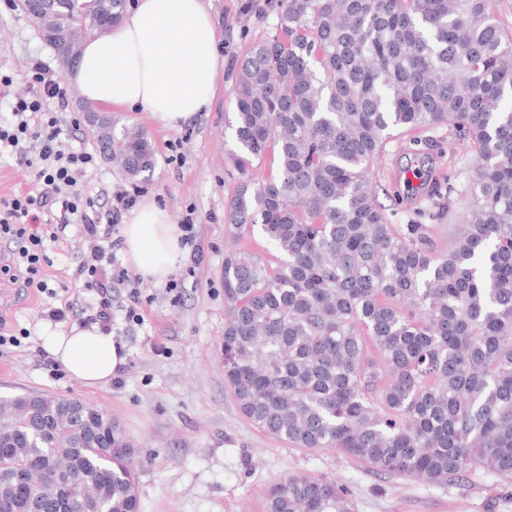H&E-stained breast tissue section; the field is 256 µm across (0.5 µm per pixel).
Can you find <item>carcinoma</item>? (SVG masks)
Instances as JSON below:
<instances>
[{
	"label": "carcinoma",
	"instance_id": "carcinoma-1",
	"mask_svg": "<svg viewBox=\"0 0 512 512\" xmlns=\"http://www.w3.org/2000/svg\"><path fill=\"white\" fill-rule=\"evenodd\" d=\"M128 0H46L60 56ZM278 32L235 66L225 220L265 257L224 254V383L258 430L390 477L512 486V34L491 0H278ZM469 144L470 216L437 252L427 224H392L371 169L396 132ZM277 158V175L254 162ZM140 127L112 130V164L152 171ZM133 448L97 405L0 397V512L35 496L62 512H139ZM266 512H356L327 476L289 474Z\"/></svg>",
	"mask_w": 512,
	"mask_h": 512
}]
</instances>
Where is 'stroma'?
Returning a JSON list of instances; mask_svg holds the SVG:
<instances>
[{
	"instance_id": "1",
	"label": "stroma",
	"mask_w": 512,
	"mask_h": 512,
	"mask_svg": "<svg viewBox=\"0 0 512 512\" xmlns=\"http://www.w3.org/2000/svg\"><path fill=\"white\" fill-rule=\"evenodd\" d=\"M244 0H211L219 35L224 84L211 107L181 130L161 127L144 112H116L117 125L142 127L156 151L152 173L138 181L145 197L166 208L174 222L192 217L193 244L203 253L194 271L178 267L177 293L167 285L136 281L143 320L130 323L123 308L128 291H112V334L127 361L101 388H89L50 363L40 330L49 306H86L96 293L79 268L86 251L75 227L48 241L53 264L45 270L55 296L20 288L13 308L0 315L7 330L28 329L20 346L0 347V396L30 391L81 399L106 410L133 445L139 512H262L267 487L292 473L327 476L348 488L357 512H512V492L496 478L477 474L454 485L390 478L342 453L292 448L256 429L224 386V250L231 230L224 220L239 176L227 161L234 147L228 126L234 110V66L247 49L275 35V9L248 12ZM53 58L26 14L0 0V73L13 92L28 88L32 56ZM58 111L62 139L74 148L93 146L79 111L83 97L67 85ZM467 143L449 131H417L390 140L373 168L379 200L390 223L434 224L438 250L448 247L449 224L467 213L473 178ZM20 153L0 154V199L30 191L32 175ZM123 172L106 162L80 177L75 190L109 206L113 191L128 187ZM449 191L450 218L433 219L432 190Z\"/></svg>"
}]
</instances>
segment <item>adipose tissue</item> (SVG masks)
Here are the masks:
<instances>
[{
  "instance_id": "adipose-tissue-1",
  "label": "adipose tissue",
  "mask_w": 512,
  "mask_h": 512,
  "mask_svg": "<svg viewBox=\"0 0 512 512\" xmlns=\"http://www.w3.org/2000/svg\"><path fill=\"white\" fill-rule=\"evenodd\" d=\"M209 0H137L112 29L87 39L67 80L88 100L145 112L169 129L210 108L221 65ZM127 262L146 281L164 282L188 249L169 212L154 201L131 210L122 231ZM45 352L84 385L107 384L126 362L123 347L98 326L43 330Z\"/></svg>"
}]
</instances>
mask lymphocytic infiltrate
<instances>
[{
	"label": "lymphocytic infiltrate",
	"mask_w": 512,
	"mask_h": 512,
	"mask_svg": "<svg viewBox=\"0 0 512 512\" xmlns=\"http://www.w3.org/2000/svg\"><path fill=\"white\" fill-rule=\"evenodd\" d=\"M29 91L14 95L10 103L11 121L0 122V152L17 150L27 142L36 151L26 165L34 175L33 191L0 201V237L17 242L13 264L0 266V276L9 277L14 265L25 268L24 285L46 292L43 269L48 264L44 239L37 225L42 214H53L60 227L77 225L88 245V258L79 273L87 287L96 289L98 299L85 310L84 323L95 324L103 332L112 330V294L115 284L128 282V270L114 266L106 243L124 211L135 206L139 190L113 192L108 211L96 209L94 198L75 193L78 179L96 167L93 151L65 145L57 113L46 107L47 100L65 101L66 89L44 61L32 60L28 67Z\"/></svg>",
	"instance_id": "f902f5d3"
}]
</instances>
